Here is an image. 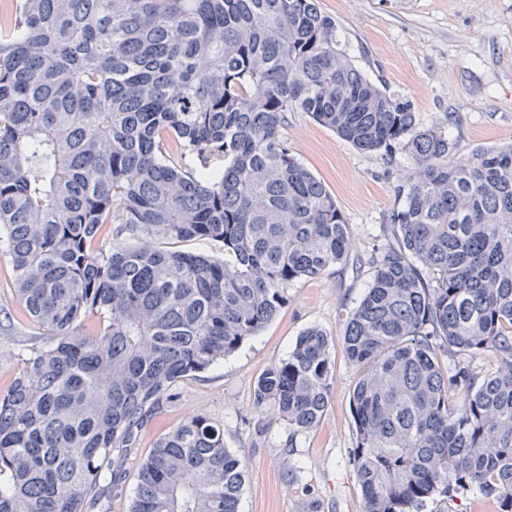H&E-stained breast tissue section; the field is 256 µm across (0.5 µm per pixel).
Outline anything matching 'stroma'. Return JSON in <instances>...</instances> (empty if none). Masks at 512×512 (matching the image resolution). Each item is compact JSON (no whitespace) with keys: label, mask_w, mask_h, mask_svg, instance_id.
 <instances>
[{"label":"stroma","mask_w":512,"mask_h":512,"mask_svg":"<svg viewBox=\"0 0 512 512\" xmlns=\"http://www.w3.org/2000/svg\"><path fill=\"white\" fill-rule=\"evenodd\" d=\"M336 19L349 54L375 82L409 99L419 122L445 131L457 155L512 142V0H319ZM281 134L292 154L335 196L349 231V262L329 266L288 288L275 318L233 354L175 386L177 398L152 416L131 448L113 458L122 475L105 499L107 512H130L141 462L157 441L192 415L224 429V445L245 467L238 512H364L351 462L355 423L350 399L361 371L349 361L346 322L371 276L368 258L394 244L385 218L395 185L414 162L363 152L303 112L288 113ZM317 327L332 349L333 377L319 426L293 433L274 405L256 407L268 368L287 357L299 334ZM39 331L15 294V271L0 244V393L22 366ZM476 491L433 496L422 512H500Z\"/></svg>","instance_id":"35a3bbf8"}]
</instances>
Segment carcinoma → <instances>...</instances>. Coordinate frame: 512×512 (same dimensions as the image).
Wrapping results in <instances>:
<instances>
[{
  "label": "carcinoma",
  "mask_w": 512,
  "mask_h": 512,
  "mask_svg": "<svg viewBox=\"0 0 512 512\" xmlns=\"http://www.w3.org/2000/svg\"><path fill=\"white\" fill-rule=\"evenodd\" d=\"M0 11V243L44 338L0 395V512H97L112 451L256 335L288 286L347 260L336 198L281 135L305 112L417 175L344 339L362 375L365 512L478 491L512 512V143L455 155L373 82L318 0H10ZM123 241L106 247L102 228ZM212 239L224 258L164 251ZM96 320L93 329L88 321ZM493 350L478 376L448 354ZM310 328L257 383L295 432L325 412ZM224 429L185 420L140 465L131 512H238Z\"/></svg>",
  "instance_id": "carcinoma-1"
}]
</instances>
